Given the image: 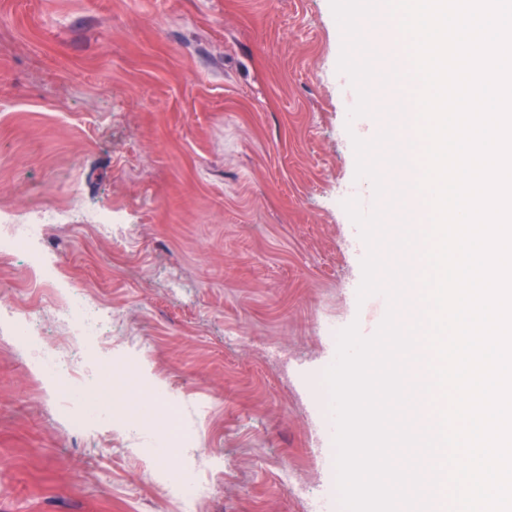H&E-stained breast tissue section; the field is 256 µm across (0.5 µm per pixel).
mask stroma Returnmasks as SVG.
Instances as JSON below:
<instances>
[{
  "label": "stroma",
  "instance_id": "stroma-1",
  "mask_svg": "<svg viewBox=\"0 0 512 512\" xmlns=\"http://www.w3.org/2000/svg\"><path fill=\"white\" fill-rule=\"evenodd\" d=\"M330 0H0V214L46 225L0 257V312L22 306L49 350L112 378L140 363L172 425L80 424L69 376L35 375L0 320V512H184L153 448H193L196 512H310L338 499L325 370L337 332L372 336L368 252L344 209L357 91L338 69ZM101 216L107 232L85 223ZM53 283V284H54ZM79 292L109 313L85 341L55 316Z\"/></svg>",
  "mask_w": 512,
  "mask_h": 512
}]
</instances>
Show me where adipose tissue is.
I'll use <instances>...</instances> for the list:
<instances>
[{
	"label": "adipose tissue",
	"instance_id": "adipose-tissue-1",
	"mask_svg": "<svg viewBox=\"0 0 512 512\" xmlns=\"http://www.w3.org/2000/svg\"><path fill=\"white\" fill-rule=\"evenodd\" d=\"M138 383H113L106 377H98V391L105 397L118 398L121 405V418L128 427L151 431L160 426L164 418L156 409V397L161 387L155 386L153 377L147 369H140Z\"/></svg>",
	"mask_w": 512,
	"mask_h": 512
}]
</instances>
